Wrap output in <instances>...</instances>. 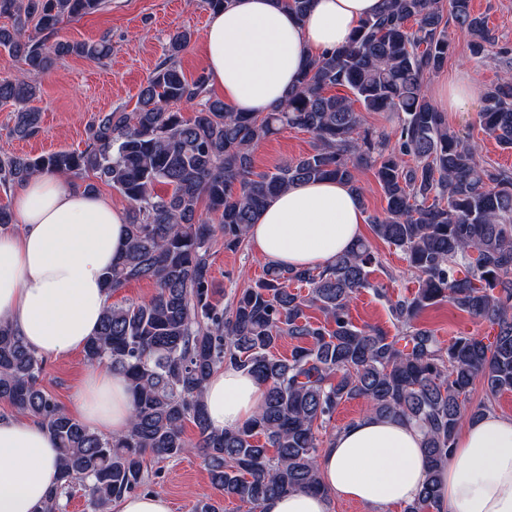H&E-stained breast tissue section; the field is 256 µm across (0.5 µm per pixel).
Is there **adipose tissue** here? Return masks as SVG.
<instances>
[{"label":"adipose tissue","mask_w":512,"mask_h":512,"mask_svg":"<svg viewBox=\"0 0 512 512\" xmlns=\"http://www.w3.org/2000/svg\"><path fill=\"white\" fill-rule=\"evenodd\" d=\"M384 0H314L297 19L277 0H233L212 13L202 36L207 71L236 112H268L291 89L307 58L349 43ZM20 229L0 233V320L37 355L64 357L96 335L107 305L104 275L127 244L126 215L105 197L70 188L54 174L15 187ZM365 215L351 189L325 180L279 194L249 228L252 253L290 267H327L364 235ZM262 385L224 365L211 375L205 404L213 429L251 420ZM76 412L102 435L124 434L133 395L101 364L78 389ZM55 440L34 417L0 416V512H42L56 486ZM326 494L267 500L264 512H332L333 500L381 508L412 502L427 477L420 430L366 412L336 431L317 459ZM441 512H512V417L487 412L460 427L440 481Z\"/></svg>","instance_id":"ef3b65f1"}]
</instances>
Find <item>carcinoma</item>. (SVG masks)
<instances>
[{"mask_svg": "<svg viewBox=\"0 0 512 512\" xmlns=\"http://www.w3.org/2000/svg\"><path fill=\"white\" fill-rule=\"evenodd\" d=\"M103 4L0 0V16L13 20V28H0V47L39 72L65 55L104 58L112 52L107 40L55 39L64 20ZM451 24L471 35V55L493 51L506 67L502 81L484 93L479 125L511 150L512 47L499 44L471 0H448L446 13L440 0H385L383 12L363 20L349 45L308 60L297 86L270 112H233L210 96L207 74L186 78L177 58L191 35L178 32L135 108L95 116L84 149L0 157L6 189L53 173L87 179L80 185L87 193L98 192L100 183L119 190L130 205L129 238L105 276L106 292L139 280L157 288L147 302L107 304L99 333L84 347L89 364L111 366L134 394L132 423L120 436H103L72 417L41 387L43 360L0 323V399L37 418L58 443L60 480L44 512H56L76 486L92 512H110L113 501L145 490L150 459L195 449L212 485L247 512H263L272 496L322 493L321 431L340 405L356 399L379 417L422 431L427 479L403 512H438L439 474L461 423L512 391V170L481 164L477 147L449 128L423 85L425 74L448 61ZM336 87L352 97L329 93ZM36 93L23 78L0 82V101L15 106L17 136L40 131L41 113L29 107ZM179 104L196 108L186 117ZM365 112L397 113L395 140L365 127ZM284 128L309 133L311 151L256 171L255 147ZM365 168L374 171L386 200L382 214L367 217L372 232L400 249L419 278L414 293L390 304L398 334L358 327L349 317L360 290L384 293L369 281L378 257L366 239L321 270L268 263L231 304L216 298L214 225L224 250L236 252L267 202L291 184L335 179L360 201ZM294 284L307 285L308 294L294 292ZM441 301L496 326L493 341L462 335L444 347L414 325ZM312 308L324 321L311 320ZM286 337L296 344L279 357L275 349ZM227 362L259 380L265 394L253 420L218 432L209 426L204 391ZM478 384L485 399L473 406ZM187 421L198 429L196 445L183 437Z\"/></svg>", "mask_w": 512, "mask_h": 512, "instance_id": "carcinoma-1", "label": "carcinoma"}]
</instances>
